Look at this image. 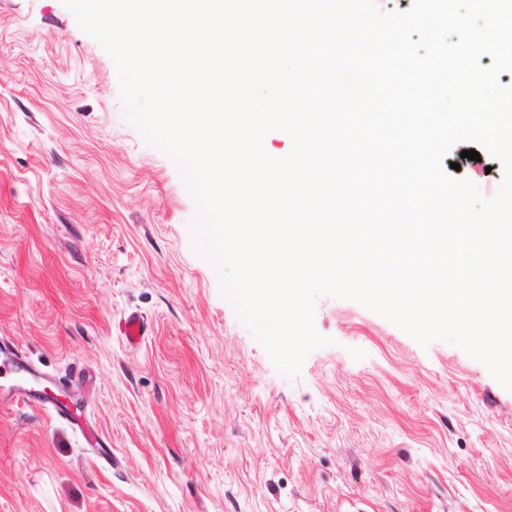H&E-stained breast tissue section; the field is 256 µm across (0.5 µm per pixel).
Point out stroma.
<instances>
[{
  "label": "stroma",
  "mask_w": 512,
  "mask_h": 512,
  "mask_svg": "<svg viewBox=\"0 0 512 512\" xmlns=\"http://www.w3.org/2000/svg\"><path fill=\"white\" fill-rule=\"evenodd\" d=\"M194 212L61 0H0V342L80 404H0V512H512V392L330 297L284 378Z\"/></svg>",
  "instance_id": "obj_1"
}]
</instances>
